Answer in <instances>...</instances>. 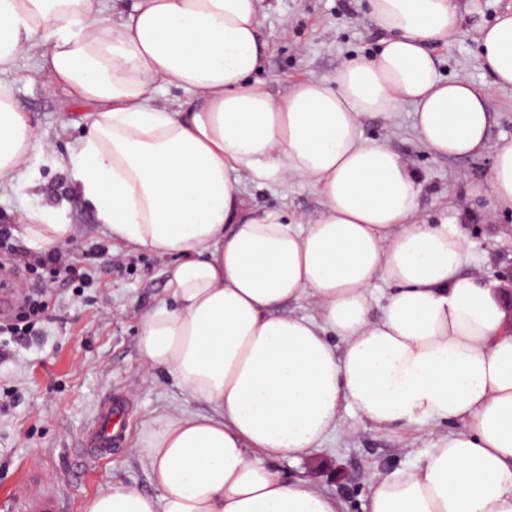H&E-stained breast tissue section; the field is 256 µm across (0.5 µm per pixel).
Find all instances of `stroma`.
I'll list each match as a JSON object with an SVG mask.
<instances>
[{"label":"stroma","mask_w":512,"mask_h":512,"mask_svg":"<svg viewBox=\"0 0 512 512\" xmlns=\"http://www.w3.org/2000/svg\"><path fill=\"white\" fill-rule=\"evenodd\" d=\"M260 20L268 50L259 77L279 96L303 79H334L345 59L372 55L382 37L363 0H262ZM437 53L445 77L485 92L497 115L489 148L464 159L432 156L413 130L407 105L399 107L395 121L366 119L361 130L367 138L386 141L416 165L422 174L421 218L462 225L473 254L468 274L496 286L512 269V236L507 233L512 214L500 215L492 226L470 218L468 191L486 180L494 145L512 141V88L496 86L484 70L471 16H464L459 30ZM14 95L36 136L51 141L57 152H66L83 135L78 120L87 105L72 100L46 75L17 83ZM39 182L38 188L20 189L0 203V227L8 231L0 261L20 266L37 257V249L15 230L24 211L48 203L63 204V219L76 231L59 243L60 252L80 258L101 245L96 217L73 191L67 172L43 163ZM251 202L311 214L319 209L320 196L294 181L285 188L254 191ZM165 270V260L156 255L116 244L110 258L88 265L83 282L53 273L28 276L30 293L42 297L46 313L37 331L24 340L0 335V512H24L17 490L30 475L59 488L66 512H83L89 497L115 481L152 491L149 465L135 451L139 435L162 411L208 412L207 404L189 400L167 374L143 369L138 347L141 318L165 299ZM114 398L126 400L129 407L124 445L104 459L79 463L98 410ZM342 417L350 431L316 456L284 457L273 466L342 498L347 512H365L372 478L385 468L412 463L433 447L437 436L420 426L379 433L350 409Z\"/></svg>","instance_id":"35a3bbf8"}]
</instances>
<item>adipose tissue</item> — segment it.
Segmentation results:
<instances>
[{
    "mask_svg": "<svg viewBox=\"0 0 512 512\" xmlns=\"http://www.w3.org/2000/svg\"><path fill=\"white\" fill-rule=\"evenodd\" d=\"M260 3L128 0L118 14L112 0H0V198L37 187L51 157L108 240L169 257L168 297L143 315L140 350L215 409L162 412L138 439L156 495L116 483L84 512H345L271 463L347 433L346 406L379 430L452 427L380 474L367 512H512V309L464 274L465 229L419 218V171L360 130L407 104L432 155L485 149L484 93L439 73L458 6L366 0L378 51L279 98L256 77ZM477 31L494 84L512 87V6ZM25 44L90 107L68 156L36 140L2 80ZM294 180L319 192L316 214L250 204L249 186ZM469 195L484 216L512 211V141ZM60 215L28 210L19 233L50 250L74 232Z\"/></svg>",
    "mask_w": 512,
    "mask_h": 512,
    "instance_id": "ef3b65f1",
    "label": "adipose tissue"
}]
</instances>
